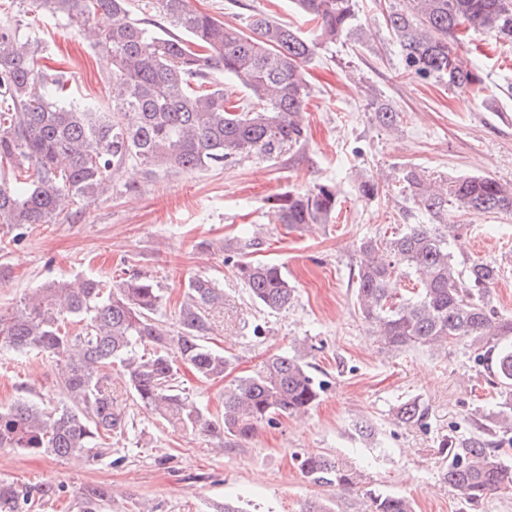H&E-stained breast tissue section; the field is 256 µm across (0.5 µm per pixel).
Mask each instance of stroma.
<instances>
[{
    "mask_svg": "<svg viewBox=\"0 0 512 512\" xmlns=\"http://www.w3.org/2000/svg\"><path fill=\"white\" fill-rule=\"evenodd\" d=\"M195 8L240 23L254 12L308 33L313 21L292 0H192ZM358 35L320 47L307 65L310 93L304 107L306 140L275 159L242 158L209 170L160 172L143 177L129 164L112 191L82 202L54 224L16 230L0 224V313L15 310L33 288L53 279L121 272L150 275L163 290L165 325L176 322L188 278H212L224 290L214 312L212 345L234 363V375L258 369L270 355L311 346L307 360L323 391L303 419L283 417L242 445L218 447L215 438L159 424L153 413L127 405L128 429L111 440L110 453L80 464L16 450H0V480L62 485L43 512H77L79 488L111 491L102 512H302L325 500L333 512H368L367 490L412 498L415 512H512V491L477 506L461 501L441 480L443 438L472 436L496 412V389L458 343L435 353L424 347L389 351L376 342L354 305L350 271L357 245L388 237L407 224H426L398 188L372 200L359 197V173L413 165L427 175L484 174L512 182V43L480 31L466 35L483 79L479 96L422 82L402 72L400 50L380 0H357ZM14 23L35 29L48 50L39 68L64 71L72 97L110 105L108 80L96 50L64 22L31 12L29 0L9 10ZM384 103L400 114L397 130L374 117ZM137 184L134 193L126 184ZM336 185L331 223L303 231L275 223L270 199L315 184ZM451 243L458 262L496 261L501 277L491 290L495 311L512 315V212L456 214ZM260 235L257 259L279 264L296 288L292 304L270 311L251 300L223 253L208 242ZM55 405L61 394L54 369L41 356L0 350V407L19 394ZM416 399L427 410L420 424L398 420L399 405ZM373 437H362L361 421ZM324 453L352 466L358 485L336 491L308 481L301 458Z\"/></svg>",
    "mask_w": 512,
    "mask_h": 512,
    "instance_id": "35a3bbf8",
    "label": "stroma"
}]
</instances>
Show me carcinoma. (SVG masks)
Segmentation results:
<instances>
[{
	"label": "carcinoma",
	"instance_id": "1",
	"mask_svg": "<svg viewBox=\"0 0 512 512\" xmlns=\"http://www.w3.org/2000/svg\"><path fill=\"white\" fill-rule=\"evenodd\" d=\"M316 22L313 35L253 13L233 25L200 12L191 0H142L143 17L131 0H31L78 29L106 63L112 108L69 100L60 71L35 66L46 50L37 36L0 23V167L17 171L0 181V224L22 228L51 224L86 198L109 193L129 163L148 175L161 170L194 172L231 159H272L306 139L301 111L308 97L305 65L324 43L358 33L355 0H295ZM98 14L112 18L100 27ZM386 25L401 52L403 72L415 79L445 81L459 93L477 94L482 79L468 62L459 31H484L512 39V0H402L387 10ZM232 81L246 101L231 100L218 76ZM375 118L393 129L398 113L384 106ZM400 192L434 223L408 224L389 238L360 242L353 270L357 307L387 349H448L467 341L487 381L500 389L498 410L485 430L512 434V316L490 304V289L501 276L496 262L477 259L460 265L449 240L460 225L456 212L512 210V183L487 175L438 182L411 165L394 177ZM381 180L358 179L359 195H378ZM337 190L316 184L290 192L271 209L281 224L303 229L326 224L336 211ZM259 237L226 239L217 248L236 258L237 277L260 306L277 311L292 304L295 288L279 265L249 257ZM415 277L409 296L395 281ZM162 289L141 273L51 280L20 306L0 315V349L32 351L54 362L55 384L64 395L43 408L26 397L0 409V449L55 458L98 462L109 454L112 435H121L127 414L112 393V367L120 368L132 401L150 408L161 422L243 443L282 416H304L318 403L315 381L301 349L269 356L260 370L224 385V414L214 417L181 387L178 364L202 381L223 379L232 362L209 345L211 312L224 306V289L195 276L185 285L177 329L157 315ZM79 328H72L73 324ZM425 408L414 399L397 418L421 423ZM450 458L444 483L464 502L479 504L512 490V464L481 437L441 443ZM308 480L350 489L359 475L323 454L301 461ZM61 485L18 486L0 481V512H38L60 497ZM101 485H87L78 512H97L107 500ZM369 512H414L401 495L369 491Z\"/></svg>",
	"mask_w": 512,
	"mask_h": 512
}]
</instances>
